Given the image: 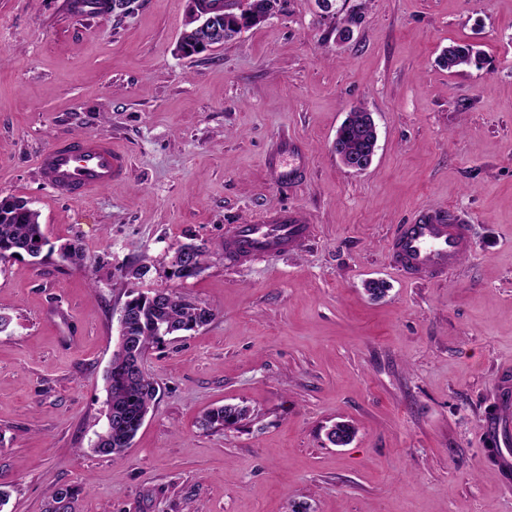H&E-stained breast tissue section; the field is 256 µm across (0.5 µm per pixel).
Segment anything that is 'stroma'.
Here are the masks:
<instances>
[{"label":"stroma","mask_w":512,"mask_h":512,"mask_svg":"<svg viewBox=\"0 0 512 512\" xmlns=\"http://www.w3.org/2000/svg\"><path fill=\"white\" fill-rule=\"evenodd\" d=\"M187 7L0 0V194L87 255L0 262V512H46L61 486L75 512H512L484 431L512 370V0H334L328 14L279 0L183 56ZM464 42L480 63L443 67ZM359 106L378 143L355 173L331 144ZM96 135L126 155L123 176L85 200L47 189L39 154ZM289 138L304 172L285 188L267 158ZM448 206L471 227L468 255L446 278H406L393 229ZM279 208L302 212L311 241L230 264L225 235ZM183 243L205 250L184 281L169 274ZM157 288L214 317L148 351L155 405L104 455L118 314L130 290ZM224 404L251 416L202 429ZM339 422L355 433L336 447Z\"/></svg>","instance_id":"obj_1"}]
</instances>
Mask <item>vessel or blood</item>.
<instances>
[{"instance_id":"vessel-or-blood-1","label":"vessel or blood","mask_w":512,"mask_h":512,"mask_svg":"<svg viewBox=\"0 0 512 512\" xmlns=\"http://www.w3.org/2000/svg\"><path fill=\"white\" fill-rule=\"evenodd\" d=\"M297 147H289L287 155L295 158L287 163L284 156L273 155L271 170L281 186L294 185L303 169L296 155ZM37 168L44 184L55 193L83 199L111 186L126 169L124 154L104 137L82 138L55 145L39 155ZM313 235L311 224L295 210L269 211L255 222L238 224L224 241V252L233 263H244L258 255L276 256L305 246ZM468 229L452 209L421 212L409 224L398 225L389 241L391 263L416 280L447 277L466 254ZM500 399L494 413L485 419L486 444L498 452L503 469L512 468V457L504 450L512 446V373L502 372L496 378Z\"/></svg>"}]
</instances>
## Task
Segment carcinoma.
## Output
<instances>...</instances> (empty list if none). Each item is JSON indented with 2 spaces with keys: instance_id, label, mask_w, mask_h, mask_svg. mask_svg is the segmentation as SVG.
<instances>
[{
  "instance_id": "cac0c4a2",
  "label": "carcinoma",
  "mask_w": 512,
  "mask_h": 512,
  "mask_svg": "<svg viewBox=\"0 0 512 512\" xmlns=\"http://www.w3.org/2000/svg\"><path fill=\"white\" fill-rule=\"evenodd\" d=\"M264 23L232 10L224 11V39ZM479 59L474 48L462 55L450 45L440 57V64L450 70L468 67ZM345 155L356 161L367 160L373 138V120L361 107L354 109V117L342 122L336 131ZM40 214L22 200L0 196V261L27 255L39 257L48 241L39 222ZM204 251L196 253L190 266L171 271V276L187 280L203 270ZM128 313L121 324V340L113 353L108 381V411L103 432L97 434L95 448L106 455H121L130 447L137 432L154 404L157 390L145 371H134L154 345L167 336L192 331L206 325L213 316L210 309L201 306L167 288L165 295L133 293L127 302ZM250 416L245 406L227 404L204 414L201 426L206 430L237 426ZM75 491L60 487L52 492L54 507L51 512H72Z\"/></svg>"
}]
</instances>
